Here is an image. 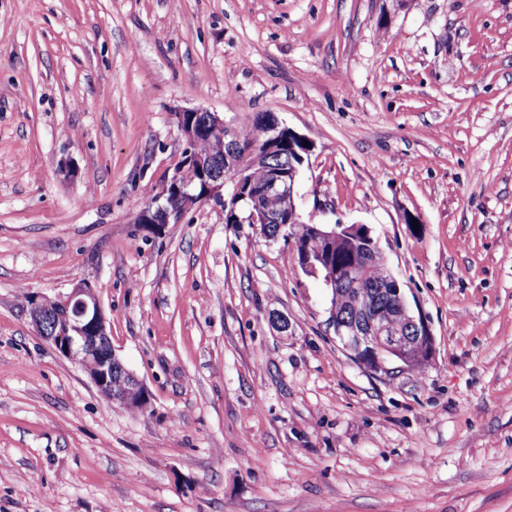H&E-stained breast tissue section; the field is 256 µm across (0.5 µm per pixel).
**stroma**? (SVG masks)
<instances>
[{
    "mask_svg": "<svg viewBox=\"0 0 512 512\" xmlns=\"http://www.w3.org/2000/svg\"><path fill=\"white\" fill-rule=\"evenodd\" d=\"M183 110L312 142L303 221L371 228L427 361H354L286 237L137 224ZM81 281L146 410L36 333ZM0 512H512V0H0Z\"/></svg>",
    "mask_w": 512,
    "mask_h": 512,
    "instance_id": "35a3bbf8",
    "label": "stroma"
}]
</instances>
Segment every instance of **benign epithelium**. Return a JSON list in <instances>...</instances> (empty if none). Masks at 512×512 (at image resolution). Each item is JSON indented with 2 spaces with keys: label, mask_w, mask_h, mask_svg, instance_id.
I'll use <instances>...</instances> for the list:
<instances>
[{
  "label": "benign epithelium",
  "mask_w": 512,
  "mask_h": 512,
  "mask_svg": "<svg viewBox=\"0 0 512 512\" xmlns=\"http://www.w3.org/2000/svg\"><path fill=\"white\" fill-rule=\"evenodd\" d=\"M178 126L185 140L182 155L190 154L188 146L202 134L224 140V159L217 162L198 161L197 173H188L185 166L175 165L174 173L162 191L137 216V223L153 231L167 224H178L191 208L198 205L224 207L226 198L244 203V216H235L238 224L265 225L276 221L285 229L288 241L304 243L301 268L310 276L323 275L327 287L350 286L356 301L355 317L342 319L331 310L330 324L345 352L368 370L389 371L387 364L398 361L413 365L420 357L433 354V337L422 316L412 311L401 280L387 267H382L384 282L379 292L389 301L394 318L378 309L377 297L366 289L371 257L381 253L371 229L365 224H312L300 220L294 188L300 168L312 148L306 137L298 134L272 115L266 122L265 146L248 155L239 152L238 129L226 124L213 112L184 110L177 113ZM288 152L283 169L270 170L262 193L256 194L243 185L247 167L266 165V156L274 150ZM275 195L280 202L277 214L264 206V199ZM342 248L347 259L332 260L336 248ZM30 316L39 336L59 354L78 364L98 390L121 405L143 410L150 396L142 381L128 371L114 349L95 288L90 283L75 285L70 292L45 304L34 295L29 301ZM120 371L130 377L138 390L134 398L113 387L112 375Z\"/></svg>",
  "instance_id": "1"
}]
</instances>
